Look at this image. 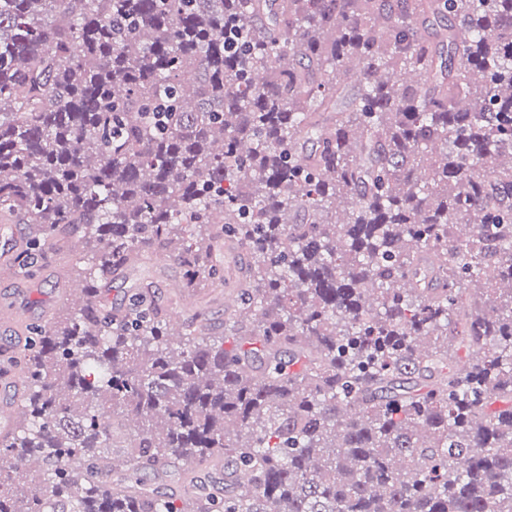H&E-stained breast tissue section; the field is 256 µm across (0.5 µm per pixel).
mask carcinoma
I'll list each match as a JSON object with an SVG mask.
<instances>
[{"label": "carcinoma", "instance_id": "cac0c4a2", "mask_svg": "<svg viewBox=\"0 0 512 512\" xmlns=\"http://www.w3.org/2000/svg\"><path fill=\"white\" fill-rule=\"evenodd\" d=\"M0 213L86 283L13 359L0 512H512V0H0ZM221 246L223 336L108 304ZM183 270L175 262L164 255H158L145 267L134 270L123 282L116 281L112 289L107 292V300L110 302H124L127 291L136 288L141 281H152L159 294L165 298L173 289L174 284H180L183 280Z\"/></svg>", "mask_w": 512, "mask_h": 512}]
</instances>
